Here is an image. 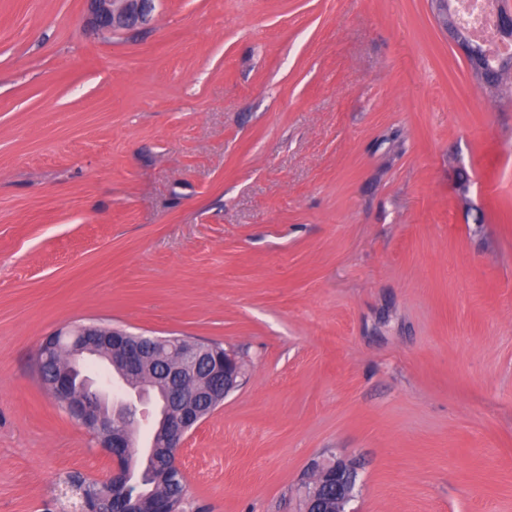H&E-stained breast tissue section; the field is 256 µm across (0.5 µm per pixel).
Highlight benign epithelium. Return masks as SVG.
<instances>
[{
  "instance_id": "benign-epithelium-1",
  "label": "benign epithelium",
  "mask_w": 512,
  "mask_h": 512,
  "mask_svg": "<svg viewBox=\"0 0 512 512\" xmlns=\"http://www.w3.org/2000/svg\"><path fill=\"white\" fill-rule=\"evenodd\" d=\"M88 22L109 32L134 33L152 20L156 0H86ZM434 14L443 29L454 27L449 0H432ZM70 338L67 362L54 358L58 337ZM168 346L178 352L172 362L156 366L148 354ZM36 363L43 386L96 438L111 465L94 482L121 491L126 512H142L143 492L133 481L126 449L145 417L146 387L163 392L158 425L180 445L186 434L205 415L197 404L221 405L240 381L237 357L226 351L213 357L208 343H187L177 336H139L123 329L95 324L67 325L41 342ZM321 493L303 504V512H325L328 501L336 512H348L356 485L355 467L338 459L316 468Z\"/></svg>"
}]
</instances>
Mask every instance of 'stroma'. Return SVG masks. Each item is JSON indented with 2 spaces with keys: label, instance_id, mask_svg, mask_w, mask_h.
I'll use <instances>...</instances> for the list:
<instances>
[{
  "label": "stroma",
  "instance_id": "35a3bbf8",
  "mask_svg": "<svg viewBox=\"0 0 512 512\" xmlns=\"http://www.w3.org/2000/svg\"><path fill=\"white\" fill-rule=\"evenodd\" d=\"M0 0V512L110 462L38 344L98 323L218 343L183 512H512V96L430 0ZM88 22L109 32H137L152 20L156 0H86ZM315 473L319 475L321 493L311 496L303 504V512H323L328 501L336 503V512H348V504L353 499L356 485L355 467L344 460L318 465Z\"/></svg>",
  "mask_w": 512,
  "mask_h": 512
}]
</instances>
